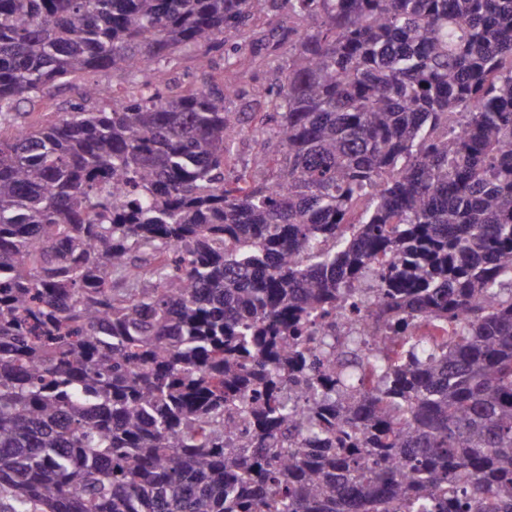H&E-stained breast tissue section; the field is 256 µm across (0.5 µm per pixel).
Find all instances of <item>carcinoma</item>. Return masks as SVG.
<instances>
[{"mask_svg":"<svg viewBox=\"0 0 512 512\" xmlns=\"http://www.w3.org/2000/svg\"><path fill=\"white\" fill-rule=\"evenodd\" d=\"M262 13L230 179L165 67ZM90 71L153 81L20 121ZM350 298L466 323L388 360ZM0 512H512V0H0ZM286 48L287 43L272 34L265 18L252 23L241 41V52L250 65L226 82L224 100L230 111L241 112L247 125L251 124L249 112L264 108L270 87L280 75Z\"/></svg>","mask_w":512,"mask_h":512,"instance_id":"cac0c4a2","label":"carcinoma"}]
</instances>
